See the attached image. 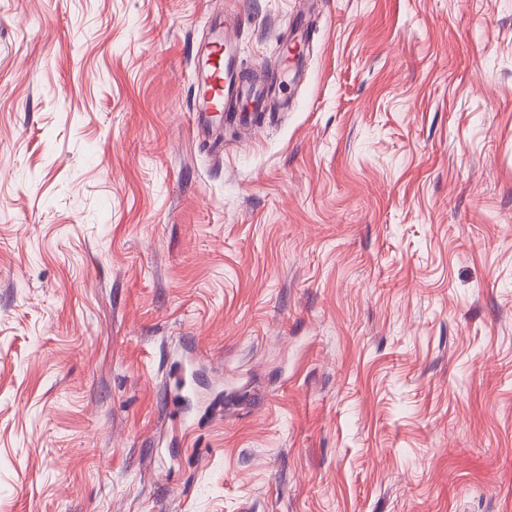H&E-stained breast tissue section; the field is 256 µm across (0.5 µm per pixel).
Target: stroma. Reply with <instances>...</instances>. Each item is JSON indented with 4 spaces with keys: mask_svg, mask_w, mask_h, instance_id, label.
Wrapping results in <instances>:
<instances>
[{
    "mask_svg": "<svg viewBox=\"0 0 512 512\" xmlns=\"http://www.w3.org/2000/svg\"><path fill=\"white\" fill-rule=\"evenodd\" d=\"M0 512H512V0H0ZM212 36L197 50L195 123L198 131L204 130L207 116L215 117L226 112L238 96L246 98L248 111L267 112V104L257 84L236 86L234 75V43L224 36L221 23L212 22Z\"/></svg>",
    "mask_w": 512,
    "mask_h": 512,
    "instance_id": "stroma-1",
    "label": "stroma"
}]
</instances>
